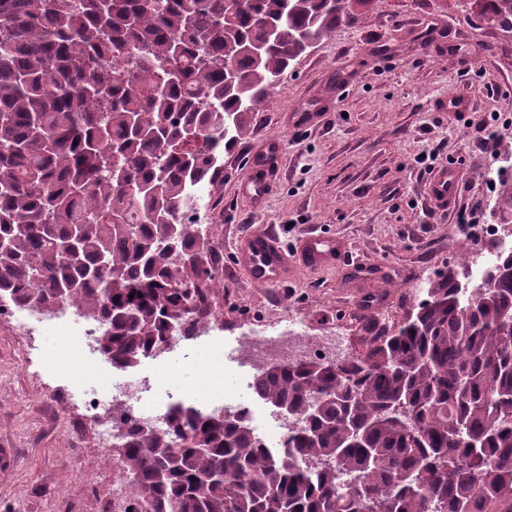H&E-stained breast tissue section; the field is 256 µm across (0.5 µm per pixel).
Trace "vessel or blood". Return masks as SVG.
Listing matches in <instances>:
<instances>
[{
    "label": "vessel or blood",
    "mask_w": 512,
    "mask_h": 512,
    "mask_svg": "<svg viewBox=\"0 0 512 512\" xmlns=\"http://www.w3.org/2000/svg\"><path fill=\"white\" fill-rule=\"evenodd\" d=\"M280 157V146L274 139L267 141L263 152L253 155L242 182L244 198L256 203L266 196L277 174ZM340 251L336 242L311 237L302 244L299 256L310 265L324 266L334 263ZM235 260L239 270L260 285L281 282L291 267L288 251L279 238L264 230L250 233L240 242Z\"/></svg>",
    "instance_id": "vessel-or-blood-1"
}]
</instances>
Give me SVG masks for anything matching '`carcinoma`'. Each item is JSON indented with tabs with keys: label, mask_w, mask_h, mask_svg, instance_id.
<instances>
[{
	"label": "carcinoma",
	"mask_w": 512,
	"mask_h": 512,
	"mask_svg": "<svg viewBox=\"0 0 512 512\" xmlns=\"http://www.w3.org/2000/svg\"><path fill=\"white\" fill-rule=\"evenodd\" d=\"M368 0H0V299L67 304L135 367L218 285L189 187L291 64ZM512 33V0H473ZM492 288L432 279L347 365L266 370L284 450L173 403L117 448L150 512H512V255Z\"/></svg>",
	"instance_id": "obj_1"
}]
</instances>
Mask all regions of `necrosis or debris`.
<instances>
[{"instance_id":"necrosis-or-debris-1","label":"necrosis or debris","mask_w":512,"mask_h":512,"mask_svg":"<svg viewBox=\"0 0 512 512\" xmlns=\"http://www.w3.org/2000/svg\"><path fill=\"white\" fill-rule=\"evenodd\" d=\"M477 230L496 240L498 249L466 254L461 270L472 283L481 282L486 271L499 263L501 257L512 254V233L505 225L491 221L478 225ZM0 312L15 317L19 327L25 330L70 334L82 362L64 381L61 393L80 403L86 418L98 424L100 438L104 441L111 435L113 407L130 408L138 422L152 424L165 434L171 426L164 408L180 400L206 414L219 412L244 419L257 430L262 447L284 449L289 427L253 396L248 385L238 381L239 369L246 367L258 373L267 370L273 362L310 354L339 363L351 358L339 338L331 337L315 344L298 326L277 334L247 332L239 346L229 352L220 337L224 328L222 319L212 313L199 318L193 337L186 339L176 333L167 343L150 348L143 362L153 366L154 371L145 374L135 368L121 369L96 359L97 339L103 333L100 322H80L73 319L71 311L38 310L30 303H10L0 307ZM174 367L195 369L192 382L172 386L160 371Z\"/></svg>"}]
</instances>
